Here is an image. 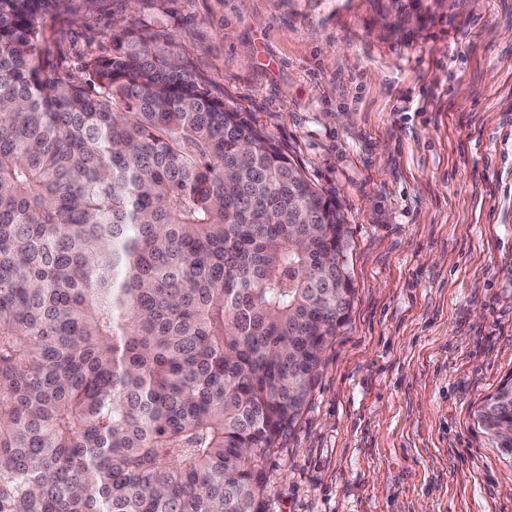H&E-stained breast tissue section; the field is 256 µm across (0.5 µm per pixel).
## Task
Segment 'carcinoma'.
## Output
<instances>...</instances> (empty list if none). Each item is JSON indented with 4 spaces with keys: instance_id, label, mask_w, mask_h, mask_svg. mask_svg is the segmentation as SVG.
Returning a JSON list of instances; mask_svg holds the SVG:
<instances>
[{
    "instance_id": "obj_1",
    "label": "carcinoma",
    "mask_w": 512,
    "mask_h": 512,
    "mask_svg": "<svg viewBox=\"0 0 512 512\" xmlns=\"http://www.w3.org/2000/svg\"><path fill=\"white\" fill-rule=\"evenodd\" d=\"M0 0V512H264L351 317L348 228L147 32ZM512 456V375L475 410Z\"/></svg>"
}]
</instances>
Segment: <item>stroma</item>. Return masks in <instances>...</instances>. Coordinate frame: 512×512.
<instances>
[{
  "mask_svg": "<svg viewBox=\"0 0 512 512\" xmlns=\"http://www.w3.org/2000/svg\"><path fill=\"white\" fill-rule=\"evenodd\" d=\"M283 143L348 227L356 298L265 512H512L473 412L512 373V0H102Z\"/></svg>",
  "mask_w": 512,
  "mask_h": 512,
  "instance_id": "stroma-1",
  "label": "stroma"
}]
</instances>
